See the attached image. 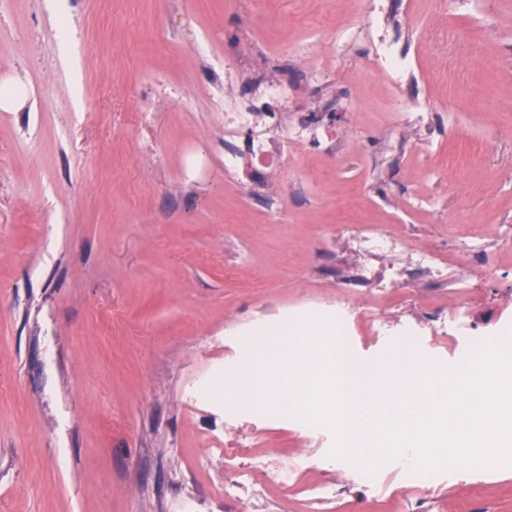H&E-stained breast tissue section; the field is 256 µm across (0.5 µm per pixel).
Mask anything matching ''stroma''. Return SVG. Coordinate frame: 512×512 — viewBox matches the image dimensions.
<instances>
[{"mask_svg": "<svg viewBox=\"0 0 512 512\" xmlns=\"http://www.w3.org/2000/svg\"><path fill=\"white\" fill-rule=\"evenodd\" d=\"M389 2L411 43L463 44L419 52L397 92L362 40L328 53L317 25L344 26L354 0L251 17L240 0H0V78L31 94L0 111V512H512V465L371 475L336 463L289 395L230 408L217 390L280 326L303 360V328L341 327L382 368L386 409L399 344L453 370L512 334V0ZM287 43L328 55L322 75ZM250 63L287 87L282 123L312 115L327 138L228 170L224 106L252 94ZM418 101L430 131L396 121ZM341 222L449 255L483 240L465 323L452 277L343 279L360 257Z\"/></svg>", "mask_w": 512, "mask_h": 512, "instance_id": "obj_1", "label": "stroma"}]
</instances>
